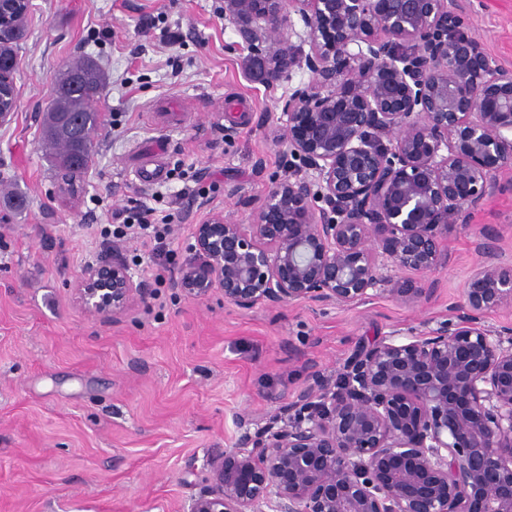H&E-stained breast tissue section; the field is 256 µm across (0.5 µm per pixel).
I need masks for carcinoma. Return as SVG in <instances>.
<instances>
[{
    "instance_id": "carcinoma-1",
    "label": "carcinoma",
    "mask_w": 512,
    "mask_h": 512,
    "mask_svg": "<svg viewBox=\"0 0 512 512\" xmlns=\"http://www.w3.org/2000/svg\"><path fill=\"white\" fill-rule=\"evenodd\" d=\"M18 46L17 41L0 46V65L15 70ZM105 82V74L92 61L77 59L66 65L54 84L43 138L54 150V167L67 181L80 177L92 161V134L102 124L99 104Z\"/></svg>"
}]
</instances>
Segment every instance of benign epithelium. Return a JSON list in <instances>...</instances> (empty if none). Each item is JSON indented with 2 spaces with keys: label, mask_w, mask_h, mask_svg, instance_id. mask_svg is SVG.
Segmentation results:
<instances>
[{
  "label": "benign epithelium",
  "mask_w": 512,
  "mask_h": 512,
  "mask_svg": "<svg viewBox=\"0 0 512 512\" xmlns=\"http://www.w3.org/2000/svg\"><path fill=\"white\" fill-rule=\"evenodd\" d=\"M29 0H0V43ZM302 42L291 41L290 14ZM224 20L274 85L295 67L278 139L292 174L235 224L194 225L171 279L240 308L298 300L346 305L383 284L410 304L464 222L512 167V70L492 66L448 0H224ZM18 106L0 74V124ZM486 260L453 318L420 336L360 343L331 381L319 373L255 434L209 461L189 512H512V264L484 235ZM386 262L412 278L388 279ZM76 302L116 321L144 302L119 245L87 266Z\"/></svg>",
  "instance_id": "7a95c632"
}]
</instances>
